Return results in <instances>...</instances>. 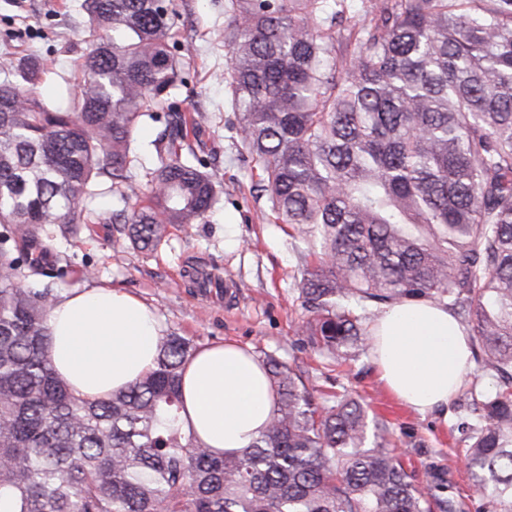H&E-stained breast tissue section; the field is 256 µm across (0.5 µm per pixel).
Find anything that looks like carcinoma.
<instances>
[{"label": "carcinoma", "mask_w": 512, "mask_h": 512, "mask_svg": "<svg viewBox=\"0 0 512 512\" xmlns=\"http://www.w3.org/2000/svg\"><path fill=\"white\" fill-rule=\"evenodd\" d=\"M80 91L51 105L39 58L0 81V512H459L452 485L416 487L400 453L365 447L367 410L271 355L260 436L217 454L185 429L188 339L89 400L55 373L48 317L104 181L110 221L152 251L217 202L186 140L208 120L176 94L189 62L175 0H83ZM224 79L238 140L276 220L309 245L300 330L345 360L369 342L357 309L419 298L468 324L496 384L472 387L462 458L481 512H512V0H224ZM164 123L139 183L132 145ZM55 254L49 264L46 256ZM313 261H308V257Z\"/></svg>", "instance_id": "1"}]
</instances>
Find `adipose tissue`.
I'll list each match as a JSON object with an SVG mask.
<instances>
[{"label": "adipose tissue", "mask_w": 512, "mask_h": 512, "mask_svg": "<svg viewBox=\"0 0 512 512\" xmlns=\"http://www.w3.org/2000/svg\"><path fill=\"white\" fill-rule=\"evenodd\" d=\"M50 358L77 394L127 388L153 368L160 324L141 298L107 286L63 294L49 317ZM374 364L390 392L419 413L447 408L469 368L465 329L430 298L393 306L370 327ZM187 427L216 451H238L271 418L274 394L261 364L233 341L197 351L183 379Z\"/></svg>", "instance_id": "1"}]
</instances>
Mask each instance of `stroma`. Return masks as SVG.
I'll list each match as a JSON object with an SVG mask.
<instances>
[{
    "mask_svg": "<svg viewBox=\"0 0 512 512\" xmlns=\"http://www.w3.org/2000/svg\"><path fill=\"white\" fill-rule=\"evenodd\" d=\"M81 2L0 0V80L11 77L20 57L33 55L46 67L39 93L49 99L74 93L86 51ZM174 31L190 59L179 98L211 117L193 137L220 200L202 223L172 229L156 251L142 252L113 233L108 218L117 201L104 192L93 200L97 217L80 240L55 245L71 258L62 292L102 284L127 291L155 312L161 334L183 336L199 348L232 340L255 356L274 355L325 392L352 391L368 404L370 422L385 424L378 442L402 450L416 483L440 477L452 484L461 512H477L481 499L458 455L457 426L476 415L471 395L462 390L447 410L417 413L385 389L369 350L339 364L299 331L306 312L296 279L305 244L276 222L267 197L249 191L238 114L224 80V0H178Z\"/></svg>",
    "mask_w": 512,
    "mask_h": 512,
    "instance_id": "1",
    "label": "stroma"
}]
</instances>
